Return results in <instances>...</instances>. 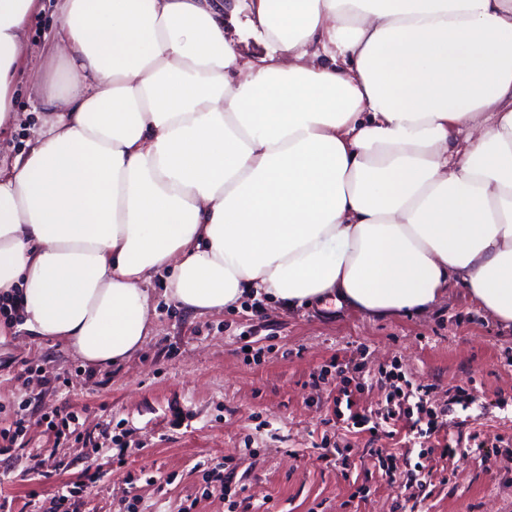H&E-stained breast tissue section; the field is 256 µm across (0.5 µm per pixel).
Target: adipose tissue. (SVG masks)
<instances>
[{
  "label": "adipose tissue",
  "mask_w": 512,
  "mask_h": 512,
  "mask_svg": "<svg viewBox=\"0 0 512 512\" xmlns=\"http://www.w3.org/2000/svg\"><path fill=\"white\" fill-rule=\"evenodd\" d=\"M39 0H0V131ZM63 85L0 166V297L85 363L149 287L512 324V0H58Z\"/></svg>",
  "instance_id": "obj_1"
}]
</instances>
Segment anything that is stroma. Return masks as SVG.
Here are the masks:
<instances>
[{"label": "stroma", "mask_w": 512, "mask_h": 512, "mask_svg": "<svg viewBox=\"0 0 512 512\" xmlns=\"http://www.w3.org/2000/svg\"><path fill=\"white\" fill-rule=\"evenodd\" d=\"M55 4L44 0L32 25L34 61L20 73V121L1 160L25 149L44 84L64 76L47 49ZM151 296L150 336L105 368L48 339L0 335V429L23 423L18 449L0 456V512H46L65 485L81 489L76 512H229L201 463L219 466L225 487H248L245 512H512V328L464 288L427 315L383 319L265 297L199 315L168 300L159 277ZM393 368L448 411L447 427L406 451L336 421L348 380L362 383L358 407L377 409L389 392L380 373ZM458 386L470 397L455 399ZM68 414L79 439L49 427ZM472 433L486 451L427 454ZM334 446L347 466L321 459ZM387 464L401 478L423 466L431 483L405 499Z\"/></svg>", "instance_id": "35a3bbf8"}]
</instances>
